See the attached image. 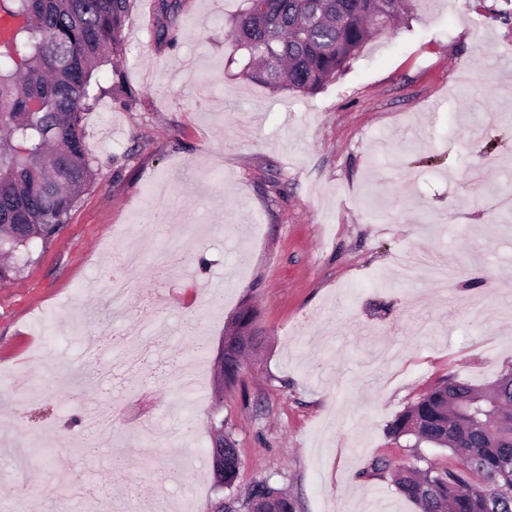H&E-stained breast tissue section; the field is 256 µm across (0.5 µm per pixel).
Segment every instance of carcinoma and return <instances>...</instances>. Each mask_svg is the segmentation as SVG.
<instances>
[{
	"label": "carcinoma",
	"instance_id": "carcinoma-1",
	"mask_svg": "<svg viewBox=\"0 0 512 512\" xmlns=\"http://www.w3.org/2000/svg\"><path fill=\"white\" fill-rule=\"evenodd\" d=\"M233 19L246 77L272 88L312 93L344 73L370 29L386 28L413 0H244ZM129 0H0V285L18 260L47 244L67 223L93 171L81 114L98 100L94 73L112 63ZM414 463L393 472L396 490L417 512H512V371L489 387L440 380L389 427ZM448 453L426 460L420 446ZM243 462L224 454V488ZM296 512L295 501L266 481L233 498L224 512Z\"/></svg>",
	"mask_w": 512,
	"mask_h": 512
}]
</instances>
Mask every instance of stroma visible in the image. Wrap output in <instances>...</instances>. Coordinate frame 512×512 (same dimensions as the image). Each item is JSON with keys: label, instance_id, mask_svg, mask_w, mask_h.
I'll return each instance as SVG.
<instances>
[{"label": "stroma", "instance_id": "1", "mask_svg": "<svg viewBox=\"0 0 512 512\" xmlns=\"http://www.w3.org/2000/svg\"><path fill=\"white\" fill-rule=\"evenodd\" d=\"M243 0H129L82 114L94 182L0 286V512H215L267 480L297 512H416L390 423L442 378L512 370V19L415 0L349 69L299 95L248 79ZM168 34H161V27ZM139 267L113 320L105 269ZM260 343L215 391L243 303ZM164 353L119 361L131 331ZM201 364L194 390L174 373ZM115 405L111 440L83 404ZM244 466L213 485L217 426Z\"/></svg>", "mask_w": 512, "mask_h": 512}]
</instances>
